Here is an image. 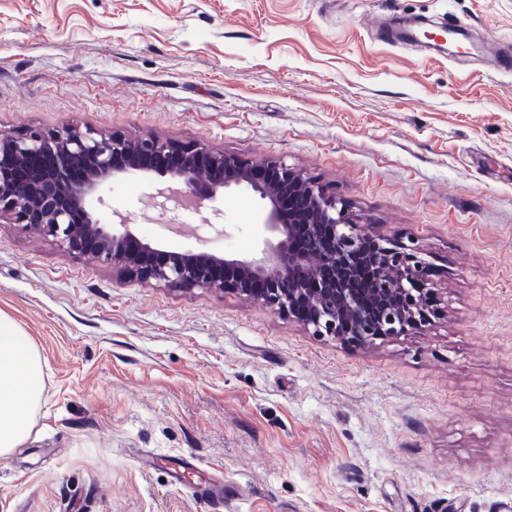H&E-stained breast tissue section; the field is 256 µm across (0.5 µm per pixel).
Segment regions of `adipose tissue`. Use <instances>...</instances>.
I'll return each mask as SVG.
<instances>
[{"instance_id": "adipose-tissue-1", "label": "adipose tissue", "mask_w": 512, "mask_h": 512, "mask_svg": "<svg viewBox=\"0 0 512 512\" xmlns=\"http://www.w3.org/2000/svg\"><path fill=\"white\" fill-rule=\"evenodd\" d=\"M42 391L38 351L11 317L0 313V456L29 436Z\"/></svg>"}]
</instances>
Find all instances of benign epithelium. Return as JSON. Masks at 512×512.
Returning a JSON list of instances; mask_svg holds the SVG:
<instances>
[{
	"label": "benign epithelium",
	"instance_id": "benign-epithelium-1",
	"mask_svg": "<svg viewBox=\"0 0 512 512\" xmlns=\"http://www.w3.org/2000/svg\"><path fill=\"white\" fill-rule=\"evenodd\" d=\"M150 173L198 203L232 186H246L269 204L254 256L227 259L206 250L166 251L127 224L105 222L91 207L104 204L114 178ZM307 225L304 253L292 243L293 224ZM0 224L35 229L61 248L90 257L129 279L165 288L234 292L288 316L313 336L357 344L404 335L433 310L417 295L430 266L412 244L377 239L362 255L367 232L344 203L316 180L276 159L258 163L193 142L127 137L72 125L61 131L0 133ZM366 263L372 298L352 286ZM318 287L307 288L310 281Z\"/></svg>",
	"mask_w": 512,
	"mask_h": 512
}]
</instances>
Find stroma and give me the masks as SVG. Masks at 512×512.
<instances>
[{
    "label": "stroma",
    "mask_w": 512,
    "mask_h": 512,
    "mask_svg": "<svg viewBox=\"0 0 512 512\" xmlns=\"http://www.w3.org/2000/svg\"><path fill=\"white\" fill-rule=\"evenodd\" d=\"M395 17L467 51L392 38ZM512 0H0V131L71 125L192 141L316 178L372 234L414 241L438 309L359 346L243 296L162 288L0 226V312L44 390L0 456V512H512ZM104 219L168 251L257 253L267 203ZM223 226L225 234L214 231ZM201 237V238H202Z\"/></svg>",
    "instance_id": "35a3bbf8"
}]
</instances>
